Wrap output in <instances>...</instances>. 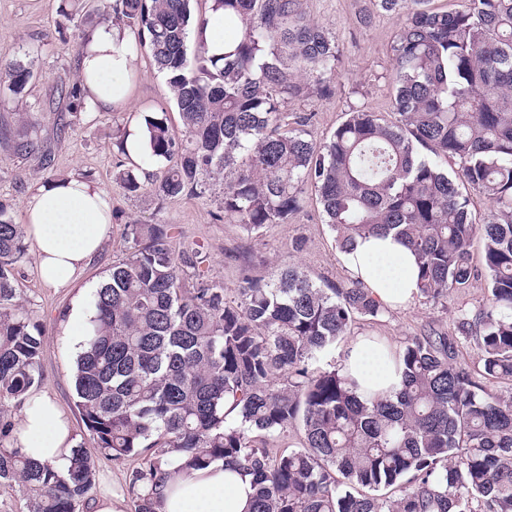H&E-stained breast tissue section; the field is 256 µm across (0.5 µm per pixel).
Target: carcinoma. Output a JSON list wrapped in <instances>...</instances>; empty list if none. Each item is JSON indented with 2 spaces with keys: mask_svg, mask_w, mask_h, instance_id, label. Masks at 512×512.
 Listing matches in <instances>:
<instances>
[{
  "mask_svg": "<svg viewBox=\"0 0 512 512\" xmlns=\"http://www.w3.org/2000/svg\"><path fill=\"white\" fill-rule=\"evenodd\" d=\"M432 0H374L397 19L390 120L365 109L322 142L306 137L310 115L288 129V102L329 92L338 49L306 18L303 0H113L110 10L73 0L68 18L116 22L138 32L166 78L183 135L146 119L150 182L118 170L130 195L200 198L224 181L223 214L250 234L286 224L315 188L336 246L393 236L418 259L419 297L447 299L478 275L470 247L484 240L491 299L454 329L430 328L398 351L393 395L358 394L343 365L317 366L358 319L388 312L361 282L316 283L289 264L268 280L242 261L236 297L220 282L188 287L192 257L169 245L168 225H124L125 256L112 264L92 305L77 361L75 407L102 456H146L129 474L135 512H155L154 488L178 471L214 461L250 475L252 512H512V0H466L440 11ZM224 12L233 30L217 56L191 25ZM32 63L0 68V90L21 95ZM60 95L85 107L82 81ZM38 124L17 114L0 140L40 168ZM490 204L472 221L469 191ZM25 229L0 204V486L18 484L27 512H80L96 468L82 448L61 472L11 443L12 408L41 385L44 333L17 288ZM478 362L460 360L464 342ZM302 433L301 447L274 453L266 438Z\"/></svg>",
  "mask_w": 512,
  "mask_h": 512,
  "instance_id": "1",
  "label": "carcinoma"
}]
</instances>
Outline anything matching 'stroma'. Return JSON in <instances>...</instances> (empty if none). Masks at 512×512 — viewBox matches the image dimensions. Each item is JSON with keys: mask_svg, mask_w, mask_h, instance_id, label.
<instances>
[{"mask_svg": "<svg viewBox=\"0 0 512 512\" xmlns=\"http://www.w3.org/2000/svg\"><path fill=\"white\" fill-rule=\"evenodd\" d=\"M62 0H0V53L30 61L35 76L26 92L14 96L0 93V121H13L16 113H30L38 122L39 146L52 152L49 169L38 170L34 161H24L0 148V203L15 223H23L24 209L32 187L59 180L78 171L96 183L112 201V224L102 252L92 258L73 287L50 288L35 274V255L27 253L19 286L25 306L45 334L42 356L43 381L38 394L53 399L71 423L76 444L82 445L95 462L96 482L89 493L97 498L111 487L127 489L132 469L143 466V457L116 464L104 459L83 425L73 403L71 376L76 352L67 334L74 306L90 307L92 284L102 282L113 260L124 249V224L138 221L169 225L174 251L194 249L202 262L199 270L206 279L223 283L227 296H234L242 257H251L250 273L268 277L278 266L294 263L316 282L340 284L349 275L340 260L334 234L325 224L314 190H306L300 210L285 224L266 226L260 234L248 235L240 224L215 220L223 202L222 186H214L202 198L159 200L149 193L131 197L115 180L117 165L123 161L116 145L118 129L128 123L124 112L75 110L69 99L52 98L62 78L76 79L77 62L89 34L87 28L66 22L59 11ZM310 19L326 26L339 48V61L331 92L320 98L289 102L288 114L309 113L311 139L329 136L346 112L365 109L388 112L394 94L392 44L395 19L376 13L372 0H304ZM132 106L140 118L173 112L166 80L142 57ZM489 292L485 279L478 278L463 289L449 292L447 299L432 305L422 300L389 310L376 320L362 319L349 335L338 340L328 356L342 362L352 339L365 336L403 347L410 338L429 327L453 330L458 315L476 313L486 305Z\"/></svg>", "mask_w": 512, "mask_h": 512, "instance_id": "stroma-1", "label": "stroma"}]
</instances>
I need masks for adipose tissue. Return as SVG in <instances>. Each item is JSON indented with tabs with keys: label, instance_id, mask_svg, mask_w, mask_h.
<instances>
[{
	"label": "adipose tissue",
	"instance_id": "ef3b65f1",
	"mask_svg": "<svg viewBox=\"0 0 512 512\" xmlns=\"http://www.w3.org/2000/svg\"><path fill=\"white\" fill-rule=\"evenodd\" d=\"M135 30L108 25L94 30L79 58L87 102L96 109L129 110L133 80L138 72ZM112 208L106 193L74 172L66 178L36 186L26 204L28 238L36 248L39 278L54 288L76 283L88 260L109 235ZM341 261L352 278L362 281L383 305L398 308L417 292V261L403 243L388 235L357 241ZM386 345L357 338L344 359V372L361 391L388 393L399 376L386 356ZM15 446L38 462L67 469L74 440L68 419L44 396L24 406ZM253 486L217 461L203 469L172 474L156 488L155 512H248Z\"/></svg>",
	"mask_w": 512,
	"mask_h": 512
}]
</instances>
